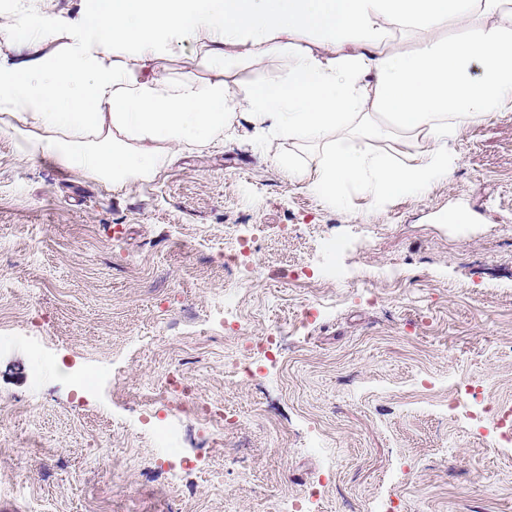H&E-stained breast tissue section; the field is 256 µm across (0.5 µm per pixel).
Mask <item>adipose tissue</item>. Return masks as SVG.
<instances>
[{
	"mask_svg": "<svg viewBox=\"0 0 512 512\" xmlns=\"http://www.w3.org/2000/svg\"><path fill=\"white\" fill-rule=\"evenodd\" d=\"M212 76L170 75L182 47ZM282 58L280 82L227 83V62ZM512 109V0H0V137L119 192L180 147L254 129L320 146L291 178L323 200L448 180L463 129ZM397 137L392 154L349 136Z\"/></svg>",
	"mask_w": 512,
	"mask_h": 512,
	"instance_id": "obj_1",
	"label": "adipose tissue"
}]
</instances>
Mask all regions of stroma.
I'll return each mask as SVG.
<instances>
[{"label":"stroma","mask_w":512,"mask_h":512,"mask_svg":"<svg viewBox=\"0 0 512 512\" xmlns=\"http://www.w3.org/2000/svg\"><path fill=\"white\" fill-rule=\"evenodd\" d=\"M454 148L449 182L333 207L284 166L316 147L258 144L243 116L119 193L0 138V512H512V110ZM236 240L256 279L225 267ZM277 321L287 350L254 344ZM168 376L223 406L222 439L190 403L143 404ZM471 387L510 419L449 416Z\"/></svg>","instance_id":"1"}]
</instances>
